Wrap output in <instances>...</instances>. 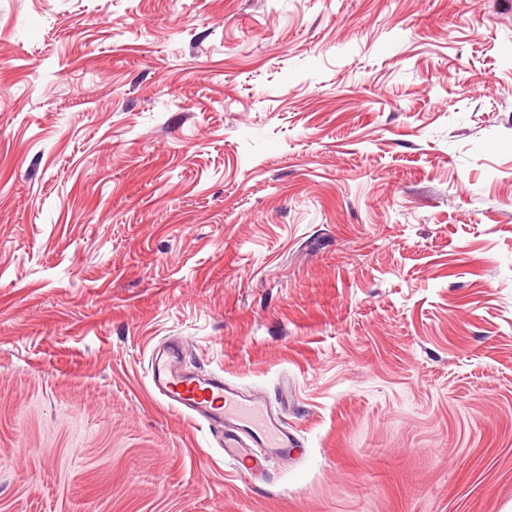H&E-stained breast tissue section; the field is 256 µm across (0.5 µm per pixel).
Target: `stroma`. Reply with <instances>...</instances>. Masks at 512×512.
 <instances>
[{"label": "stroma", "mask_w": 512, "mask_h": 512, "mask_svg": "<svg viewBox=\"0 0 512 512\" xmlns=\"http://www.w3.org/2000/svg\"><path fill=\"white\" fill-rule=\"evenodd\" d=\"M511 505L512 0H0V512ZM184 351L179 341H169L154 351V388L170 407L204 422L244 476L255 479L270 459H288L302 448L297 435L262 396L246 392L220 373L188 370L183 364Z\"/></svg>", "instance_id": "stroma-1"}]
</instances>
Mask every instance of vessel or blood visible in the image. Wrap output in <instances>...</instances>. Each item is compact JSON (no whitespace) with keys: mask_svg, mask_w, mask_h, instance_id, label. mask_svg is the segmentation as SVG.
<instances>
[{"mask_svg":"<svg viewBox=\"0 0 512 512\" xmlns=\"http://www.w3.org/2000/svg\"><path fill=\"white\" fill-rule=\"evenodd\" d=\"M185 346L172 341L154 351L151 380L170 407L204 422L225 454L249 478L274 458H288L301 442L266 400L222 374H199L183 363Z\"/></svg>","mask_w":512,"mask_h":512,"instance_id":"vessel-or-blood-1","label":"vessel or blood"}]
</instances>
